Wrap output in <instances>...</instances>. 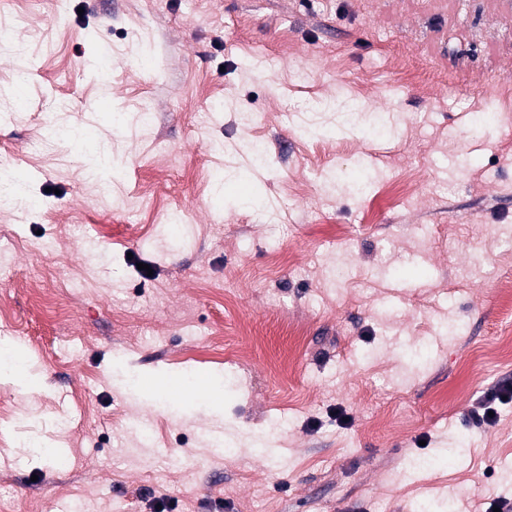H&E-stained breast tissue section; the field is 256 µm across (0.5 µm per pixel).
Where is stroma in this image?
<instances>
[{
	"label": "stroma",
	"instance_id": "stroma-1",
	"mask_svg": "<svg viewBox=\"0 0 512 512\" xmlns=\"http://www.w3.org/2000/svg\"><path fill=\"white\" fill-rule=\"evenodd\" d=\"M19 16L38 38L22 92L0 60V166L30 201L0 217V341L24 352L0 368V512L512 498V402L467 424L512 382V102L469 132L512 83V0H0V27ZM54 120L112 151L111 197L90 193V153H36ZM173 212L187 243L150 242ZM63 231L67 249L44 250ZM503 396H507V399L503 400ZM511 401L512 384L510 382H504L494 386L485 394L479 408L471 414L469 424L479 428L484 424L493 422L497 417V405L506 404ZM489 411H493V417L489 416Z\"/></svg>",
	"mask_w": 512,
	"mask_h": 512
}]
</instances>
